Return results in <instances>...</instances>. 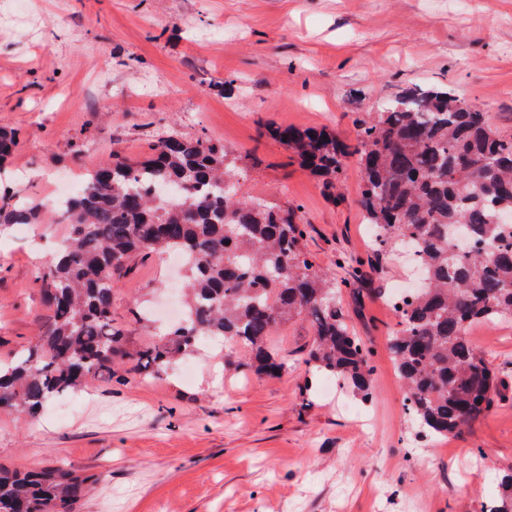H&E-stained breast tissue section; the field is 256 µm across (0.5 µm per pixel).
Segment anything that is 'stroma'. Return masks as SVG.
<instances>
[{
    "label": "stroma",
    "mask_w": 512,
    "mask_h": 512,
    "mask_svg": "<svg viewBox=\"0 0 512 512\" xmlns=\"http://www.w3.org/2000/svg\"><path fill=\"white\" fill-rule=\"evenodd\" d=\"M437 86L490 112L512 136V0H0V126L16 134L0 191L36 205L0 226V357L47 308L36 277L68 234L47 201L118 152L159 136H208L238 167L239 192L295 208L317 271L348 281L343 307L376 353L374 398L308 368L309 323L269 339L274 376L225 366L200 339L158 377L99 382L37 417L0 412V466L106 471L76 512H487L512 473V319L471 338L501 368L506 399L460 432L419 434L387 338L384 292L418 279L399 253L376 256L345 160L328 193L271 128L325 129L353 147L358 119L405 88ZM178 270L161 256L115 286L130 346L150 338L141 302L166 301Z\"/></svg>",
    "instance_id": "35a3bbf8"
}]
</instances>
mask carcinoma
I'll use <instances>...</instances> for the list:
<instances>
[{
	"label": "carcinoma",
	"instance_id": "carcinoma-1",
	"mask_svg": "<svg viewBox=\"0 0 512 512\" xmlns=\"http://www.w3.org/2000/svg\"><path fill=\"white\" fill-rule=\"evenodd\" d=\"M349 149L316 129L278 126L314 176L336 188L343 158L362 173L361 205L376 254L403 249L427 286L402 299L388 339L410 416L429 435L459 432L504 400L497 369L469 336L475 324L512 318V137L487 112L444 88L412 86L359 122ZM14 133L0 128V163ZM131 164L117 153L88 171L55 208L69 235L36 282L48 309L40 331L0 360V410L34 415L54 396L125 373L160 376L209 337L224 364L274 375L269 336L305 317V364L370 400L372 350L349 327L341 288L304 251L294 209L236 197L234 161L207 138L163 136ZM35 210L0 194V224H29ZM177 250L187 267L185 319L129 349L114 316V285L138 259ZM89 478L64 465L0 468V512H75Z\"/></svg>",
	"mask_w": 512,
	"mask_h": 512
}]
</instances>
